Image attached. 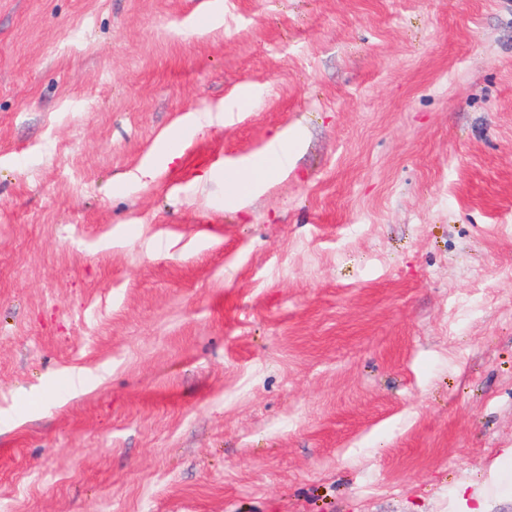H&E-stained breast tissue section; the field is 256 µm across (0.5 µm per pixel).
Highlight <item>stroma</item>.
Segmentation results:
<instances>
[{
    "instance_id": "35a3bbf8",
    "label": "stroma",
    "mask_w": 512,
    "mask_h": 512,
    "mask_svg": "<svg viewBox=\"0 0 512 512\" xmlns=\"http://www.w3.org/2000/svg\"><path fill=\"white\" fill-rule=\"evenodd\" d=\"M511 450L512 0H0V512H512ZM288 131L278 133L266 146L264 158L257 168L251 169V175L245 181L249 185L248 192L238 194L235 191L236 185L242 181L238 177H224L225 196H230L234 204L243 208L247 199L258 192L271 176L283 175L288 172Z\"/></svg>"
}]
</instances>
